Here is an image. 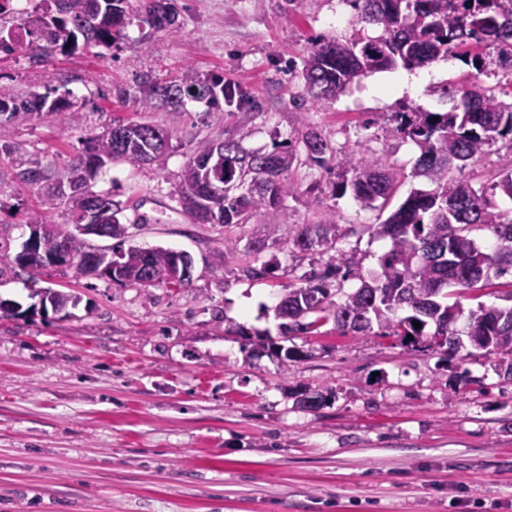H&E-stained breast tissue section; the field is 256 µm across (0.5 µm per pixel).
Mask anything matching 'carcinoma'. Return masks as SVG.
<instances>
[{
  "instance_id": "carcinoma-1",
  "label": "carcinoma",
  "mask_w": 512,
  "mask_h": 512,
  "mask_svg": "<svg viewBox=\"0 0 512 512\" xmlns=\"http://www.w3.org/2000/svg\"><path fill=\"white\" fill-rule=\"evenodd\" d=\"M45 15L34 13L31 34L39 35L45 51L62 53L79 44L109 45L131 18L150 27L175 33L178 12L173 0H40ZM361 20L382 29L368 40L319 38L303 59L301 78L304 95L312 102L342 93L355 79L371 73L427 67L454 53L467 67V78L427 89L430 96L451 100L446 111H430L402 101L390 113L402 139L419 150L413 176L426 179L430 189H413L373 234L388 237L391 247L379 258L380 271L365 270L354 251L337 247L339 227L332 217L320 224H265L264 234L250 240L252 261L241 271L251 279L278 277V265L260 256L269 245H285L302 258L328 255L322 268H311L302 283H290L276 308L283 320L284 335L318 334L332 324L340 336H395L405 348L420 346L441 351L448 361L459 350L454 325L465 319V336L491 359L492 367L512 380V305H477L464 308V294L488 285L493 276L512 271V212L500 208L495 197L512 202V150L501 160L491 178L468 166L479 161L499 140L512 147V77L489 86L482 79L487 59L472 46L512 48V10L499 0H350ZM140 111L159 106L179 107L184 99L204 101L222 109L235 107L237 135L224 139V148L212 154L206 145L183 167L176 188L179 201L201 224L227 228L246 226L259 214L276 215L285 201L299 194L289 172L301 165L324 170L331 178L335 197L347 194L363 208L373 209L393 196L403 174L380 157L360 151L337 152L313 127L301 133L305 157L290 142L276 143L272 150L249 151L243 141L252 134L255 112L243 89L218 76L202 77L187 71L180 82L162 85L142 78ZM46 113L63 127L78 124L80 112L66 98L31 93L15 96L0 85V128ZM172 134L148 122H118L86 141L77 163L50 173L38 166L20 170L24 183H50L45 206L67 208L69 222L52 223L44 211L31 212L27 223L45 227L44 243L52 250L67 247L68 269L77 271L91 248L78 225L85 222L91 201L97 200L120 223V208L112 197L94 190L91 181L106 163L160 166L170 150ZM488 230L493 238L487 247L478 244L473 231ZM190 258L186 252L164 247H130L121 251L122 268L103 264L99 277L119 285L156 286L147 273L156 267ZM356 281L350 292L343 284ZM44 310L75 307L81 297L51 288L33 290ZM421 327L416 328L413 322ZM231 332L269 350L282 362H297L304 352L284 347L257 330L239 325ZM297 403L310 411L319 409L326 397L306 387L294 391Z\"/></svg>"
}]
</instances>
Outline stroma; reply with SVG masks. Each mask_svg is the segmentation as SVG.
Here are the masks:
<instances>
[{"mask_svg":"<svg viewBox=\"0 0 512 512\" xmlns=\"http://www.w3.org/2000/svg\"><path fill=\"white\" fill-rule=\"evenodd\" d=\"M178 32L131 21L112 46L0 58V85L15 95L73 92L79 129L50 116L0 128L17 144L0 155V224L11 252L28 235L41 190L16 174L27 161L56 171L78 161L80 137L112 123L149 121L172 132L166 163L102 169L96 191L122 208L125 246L183 250L195 262L185 288L121 286L44 270L40 287L82 296L69 315L22 318L0 311V512H512V380L480 352L466 380L438 353L402 348L393 336L290 335L305 360L282 365L250 354L232 324L279 337L282 280L241 275L246 247L267 215L243 228L195 223L174 193L188 159L236 132V118L200 101L139 111L140 80H179L186 69L241 85L257 107L249 148H271L315 126L340 151L361 148L410 189L417 148L387 115L399 100L435 110L436 98L392 94L389 72L336 98L301 101L302 58L317 36H379L349 0H175ZM128 89L119 98V89ZM322 170L301 167L303 191L280 221L312 224L335 214L353 224L341 248L374 269L389 241L379 211L332 196ZM238 239L236 253L225 238ZM321 392L308 411L294 391Z\"/></svg>","mask_w":512,"mask_h":512,"instance_id":"1","label":"stroma"}]
</instances>
